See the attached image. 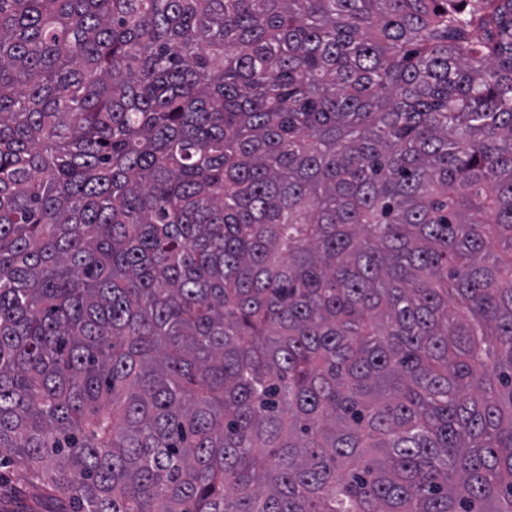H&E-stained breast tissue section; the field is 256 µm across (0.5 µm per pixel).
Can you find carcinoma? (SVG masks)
Masks as SVG:
<instances>
[{
  "mask_svg": "<svg viewBox=\"0 0 512 512\" xmlns=\"http://www.w3.org/2000/svg\"><path fill=\"white\" fill-rule=\"evenodd\" d=\"M7 462L512 512V0H0Z\"/></svg>",
  "mask_w": 512,
  "mask_h": 512,
  "instance_id": "obj_1",
  "label": "carcinoma"
}]
</instances>
